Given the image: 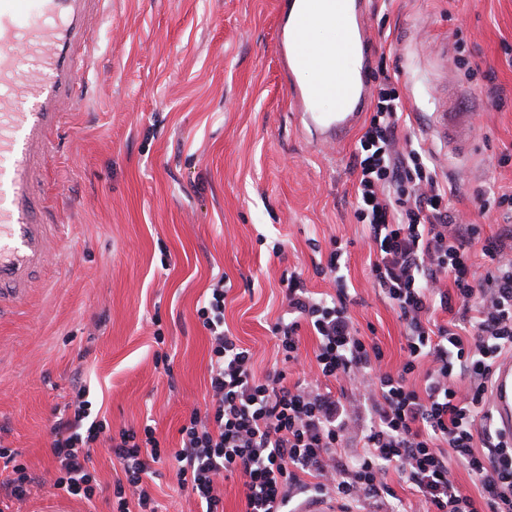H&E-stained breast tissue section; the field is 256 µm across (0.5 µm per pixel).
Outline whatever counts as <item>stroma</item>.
Instances as JSON below:
<instances>
[{
  "mask_svg": "<svg viewBox=\"0 0 512 512\" xmlns=\"http://www.w3.org/2000/svg\"><path fill=\"white\" fill-rule=\"evenodd\" d=\"M368 22L375 56L397 73L401 131L430 148L453 188L449 209L500 234L477 191L512 187V0H387ZM92 23L83 96L43 186L64 238L41 287L0 321V443L37 478L23 512H111L105 494L122 471L105 441L89 462L104 496L53 486L54 426L79 385L111 432L152 420L162 446L178 448L189 409L210 400L211 337L196 307L216 282L229 288L224 325L261 378L277 360L283 275L302 271L309 289L332 292L312 260L342 240L356 327L379 343L385 370L405 359L404 326L372 285L353 215L358 138L331 157L299 130L279 69L278 0H105ZM448 90L476 126L458 152L428 133ZM156 470L165 512H201L170 461Z\"/></svg>",
  "mask_w": 512,
  "mask_h": 512,
  "instance_id": "stroma-1",
  "label": "stroma"
}]
</instances>
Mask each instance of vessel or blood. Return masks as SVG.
Masks as SVG:
<instances>
[{
    "label": "vessel or blood",
    "mask_w": 512,
    "mask_h": 512,
    "mask_svg": "<svg viewBox=\"0 0 512 512\" xmlns=\"http://www.w3.org/2000/svg\"><path fill=\"white\" fill-rule=\"evenodd\" d=\"M100 2L0 0V158L7 162L8 185L0 205V315L24 304L64 230L48 219L40 183L65 112L78 105L73 91L91 50L90 20ZM366 2L280 0V66L289 76L313 74L307 84L290 83V105L323 149L343 143L364 117L373 50ZM317 22L340 25L345 40L310 45L305 33ZM323 96L335 100V111L315 112ZM473 130L471 113L449 111L443 102L429 133L444 142ZM487 404L497 433L512 439V354L497 359Z\"/></svg>",
    "instance_id": "vessel-or-blood-1"
}]
</instances>
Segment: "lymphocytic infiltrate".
<instances>
[{
  "mask_svg": "<svg viewBox=\"0 0 512 512\" xmlns=\"http://www.w3.org/2000/svg\"><path fill=\"white\" fill-rule=\"evenodd\" d=\"M378 88L369 124L353 155L355 218L368 230L374 284L405 323L406 358L398 372L384 371L376 341L360 336L349 315L344 280L347 251L335 245L326 269L335 294L311 292L301 273L283 279L285 314L273 332L285 362L300 359L301 326L317 338V375L289 381L275 368L256 377L254 354L224 330L223 283L209 288L196 312L211 334L212 407L191 409L178 433L180 446L165 454L156 428L120 430L109 449L123 477L113 486L112 512H159L146 481L164 456L176 464L180 488L202 512H224L221 481L239 477L246 512H288L297 495L333 499L343 512L384 497L388 512L402 501L387 483L389 471L421 496L425 512H512V440L479 423L496 359L512 351V232L482 237L480 225L448 209V185L420 142L398 136L403 104L384 67L372 72ZM481 244L493 267L472 269L469 249ZM448 313L438 323L437 312ZM430 367L421 388L408 385L422 359ZM469 379L466 389L456 377ZM351 387V400L324 388L327 380ZM366 405L367 425L353 414ZM78 400L72 416L54 428L57 475L53 486L93 500L99 487L87 464L108 427ZM360 454L342 457L351 438ZM466 465L477 494L456 486L450 461Z\"/></svg>",
  "mask_w": 512,
  "mask_h": 512,
  "instance_id": "f902f5d3",
  "label": "lymphocytic infiltrate"
}]
</instances>
